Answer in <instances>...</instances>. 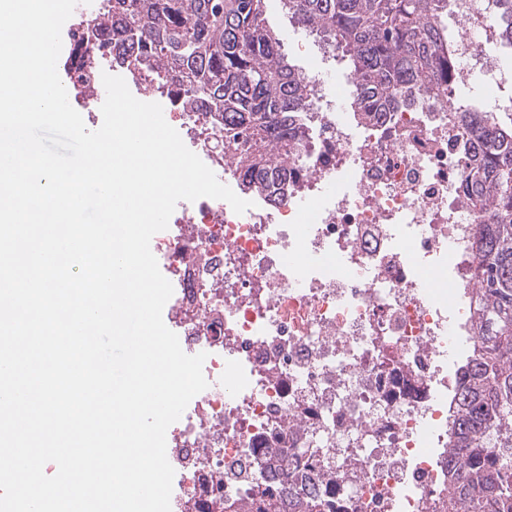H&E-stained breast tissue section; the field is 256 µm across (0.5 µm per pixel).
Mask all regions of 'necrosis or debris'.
Listing matches in <instances>:
<instances>
[{"mask_svg":"<svg viewBox=\"0 0 512 512\" xmlns=\"http://www.w3.org/2000/svg\"><path fill=\"white\" fill-rule=\"evenodd\" d=\"M450 10L460 31L447 93L362 122L338 111L329 58H314L287 196L252 195L241 214L206 197L173 212L156 245L168 321L186 354L206 353L209 383L169 433L173 512H251L259 487L329 512H440L447 500L448 359L471 355L475 320L466 175L482 151L448 96L479 87L483 111L512 110L486 0ZM109 25L99 11L73 25L74 98L103 92L116 69L86 63ZM170 119L238 189L242 167L211 146L217 116Z\"/></svg>","mask_w":512,"mask_h":512,"instance_id":"necrosis-or-debris-1","label":"necrosis or debris"}]
</instances>
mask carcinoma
<instances>
[{
    "instance_id": "obj_1",
    "label": "carcinoma",
    "mask_w": 512,
    "mask_h": 512,
    "mask_svg": "<svg viewBox=\"0 0 512 512\" xmlns=\"http://www.w3.org/2000/svg\"><path fill=\"white\" fill-rule=\"evenodd\" d=\"M297 26L319 33L351 64L368 100L384 112L422 103L455 68L448 0H282ZM497 44L512 50V0H492ZM119 18L112 51L158 87L182 86L224 114V140L241 148L242 191L279 195L268 152L287 156L304 136L310 90L281 53L283 34L265 17L264 0H108ZM486 151L471 172L475 203L494 204L474 240L477 320L471 358L460 367L456 411L448 426L445 512H512V117L470 112Z\"/></svg>"
}]
</instances>
